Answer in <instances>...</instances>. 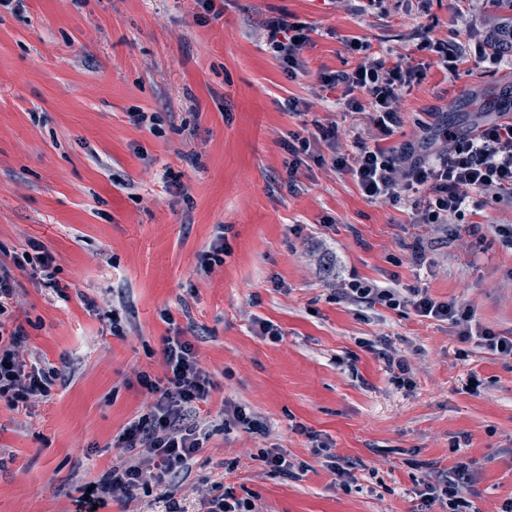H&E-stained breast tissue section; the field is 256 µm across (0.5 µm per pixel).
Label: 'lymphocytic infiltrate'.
Returning <instances> with one entry per match:
<instances>
[{
	"mask_svg": "<svg viewBox=\"0 0 512 512\" xmlns=\"http://www.w3.org/2000/svg\"><path fill=\"white\" fill-rule=\"evenodd\" d=\"M262 28L268 48L284 71L291 76L301 71L302 52L310 42L308 28L284 15L267 18ZM348 49L361 54L357 66L350 71L321 73L318 84L324 91L342 89L344 111L367 113L382 135H391L402 122V97L407 88L422 82L425 66L389 61L387 55L357 40L350 41ZM474 51L495 69L511 61L512 21L500 18L476 41ZM337 136L335 126H319L303 135L292 134L284 146L297 160L312 154L316 143L326 142L332 166L349 172L368 200L394 203L410 198L417 223L444 224L468 208L512 199V117L496 115L463 135L443 126L435 136L424 135L390 147L359 137L353 156L337 150ZM53 263L51 253L36 242L28 251L14 254L11 262L0 260V401L17 411L48 399L55 381L66 376L61 368L28 366L22 328H6L18 304L16 272L32 271L53 288L57 285ZM342 293L369 308L412 307L420 316L449 322L461 341L474 338L490 353L512 358V336L475 331L472 308L435 300L425 289L403 292L354 276ZM163 356V379L146 373L138 376L152 397L148 411L128 423L116 440L117 447L131 451V458L95 481L89 496H78L76 512H94L95 507L111 504L127 506L152 484L174 483L201 451L208 434L199 422V406L208 401L214 383L201 367L197 347L189 337L179 333L167 337ZM470 477L468 464L458 462L449 474L426 487L424 507L429 510L440 503L448 512H476L472 502L460 495Z\"/></svg>",
	"mask_w": 512,
	"mask_h": 512,
	"instance_id": "obj_1",
	"label": "lymphocytic infiltrate"
}]
</instances>
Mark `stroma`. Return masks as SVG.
<instances>
[{
    "label": "stroma",
    "instance_id": "35a3bbf8",
    "mask_svg": "<svg viewBox=\"0 0 512 512\" xmlns=\"http://www.w3.org/2000/svg\"><path fill=\"white\" fill-rule=\"evenodd\" d=\"M198 18L194 0H22L0 7V259L38 242L64 293L22 273L14 325L27 364L69 365L50 400L26 411L0 403V512H75V489L127 458L114 441L149 405L139 373L165 372L163 348L191 329L214 382L201 407L210 436L175 488L152 486L130 512H184L206 494L253 501L258 512H420L427 484L472 462L461 495L479 512L512 498V360L461 342L412 307L366 308L341 294L351 275L423 288L474 308L483 329L512 336V250L495 233L512 203L417 224L412 203H374L352 175L304 158L289 173L288 135L335 124L342 148L367 115L318 90L324 71L353 69L358 38L391 59L423 62L390 137L413 141L442 119L469 132L512 93V66L465 56L458 74L418 51V33L468 45L492 0H223ZM287 13L309 29L305 67L288 77L260 24ZM305 102L303 113L285 100ZM156 115L161 131L134 124ZM181 176L165 183V171ZM222 265L197 273L217 232ZM422 242L427 261L410 263ZM120 311L125 333H112ZM280 340L258 335L256 319ZM387 339L409 364L400 387L367 343ZM240 405L264 434L225 429ZM467 435L466 447L454 446ZM276 448L296 477L260 459ZM355 462L343 486L328 455Z\"/></svg>",
    "mask_w": 512,
    "mask_h": 512
}]
</instances>
